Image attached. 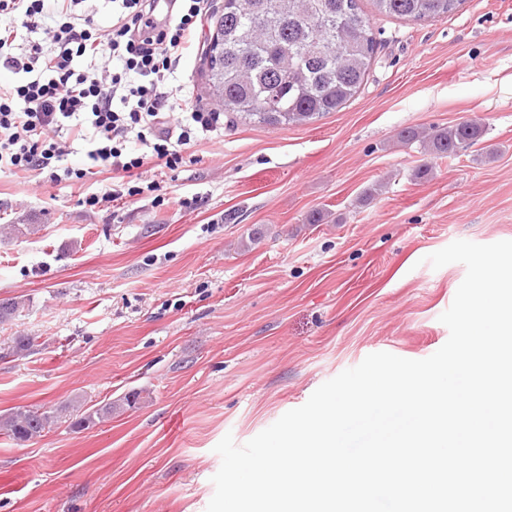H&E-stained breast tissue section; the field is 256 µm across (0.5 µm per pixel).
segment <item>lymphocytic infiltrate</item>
Segmentation results:
<instances>
[{
  "mask_svg": "<svg viewBox=\"0 0 512 512\" xmlns=\"http://www.w3.org/2000/svg\"><path fill=\"white\" fill-rule=\"evenodd\" d=\"M159 0H111L112 28L79 29L87 0H0V64L27 81L0 88V169L43 173L63 161L54 135L71 128L86 145L89 168H64L80 182L95 168L132 173L176 170L188 145L223 128L220 113L195 109L183 115L168 106L174 64L189 44L210 0H187L160 23ZM42 28L43 41L22 45L19 28ZM121 62L101 75L103 59ZM140 145L128 150V142Z\"/></svg>",
  "mask_w": 512,
  "mask_h": 512,
  "instance_id": "f902f5d3",
  "label": "lymphocytic infiltrate"
}]
</instances>
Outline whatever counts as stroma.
<instances>
[{"label":"stroma","mask_w":512,"mask_h":512,"mask_svg":"<svg viewBox=\"0 0 512 512\" xmlns=\"http://www.w3.org/2000/svg\"><path fill=\"white\" fill-rule=\"evenodd\" d=\"M359 7L377 49L341 111L225 119L158 192L95 207L84 199L112 171H0V225L40 227L0 235V301L25 303L0 324V415L147 398L78 433H0V512H205L225 435L246 443L369 354L421 360L445 344L439 317L466 268L425 256L512 240V0L418 21ZM204 41L174 73L198 108L212 105ZM465 118L485 134L452 159L397 138ZM17 336L36 339L26 357L8 353Z\"/></svg>","instance_id":"obj_1"}]
</instances>
